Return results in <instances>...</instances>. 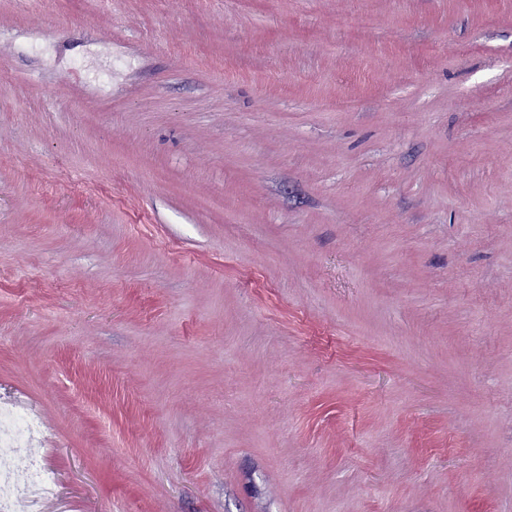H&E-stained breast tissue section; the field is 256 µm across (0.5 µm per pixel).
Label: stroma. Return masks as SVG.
Segmentation results:
<instances>
[{"mask_svg":"<svg viewBox=\"0 0 512 512\" xmlns=\"http://www.w3.org/2000/svg\"><path fill=\"white\" fill-rule=\"evenodd\" d=\"M0 397L42 512H512V0H0ZM36 420L13 409L0 410V450L20 451L25 441L35 433ZM24 483L37 496L50 495L54 489L53 475L33 460L24 474Z\"/></svg>","mask_w":512,"mask_h":512,"instance_id":"stroma-1","label":"stroma"}]
</instances>
